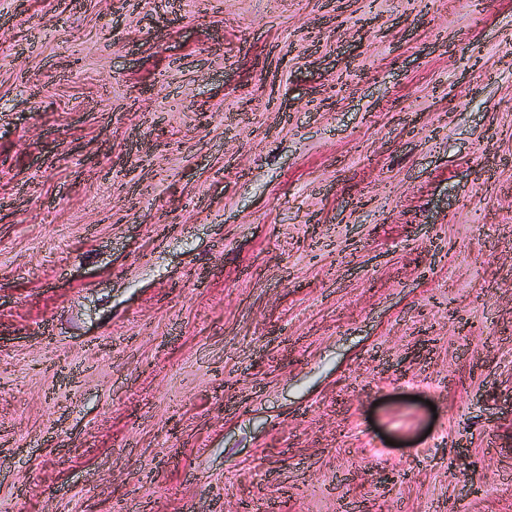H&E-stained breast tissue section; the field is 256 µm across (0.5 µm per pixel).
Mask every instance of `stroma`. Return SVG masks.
Listing matches in <instances>:
<instances>
[{"mask_svg": "<svg viewBox=\"0 0 512 512\" xmlns=\"http://www.w3.org/2000/svg\"><path fill=\"white\" fill-rule=\"evenodd\" d=\"M512 0H0V512H512Z\"/></svg>", "mask_w": 512, "mask_h": 512, "instance_id": "35a3bbf8", "label": "stroma"}]
</instances>
